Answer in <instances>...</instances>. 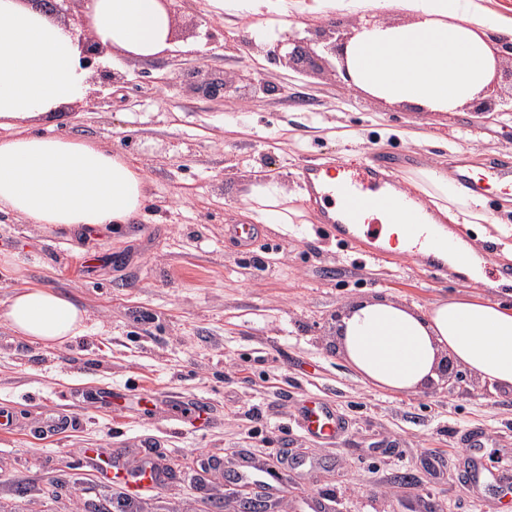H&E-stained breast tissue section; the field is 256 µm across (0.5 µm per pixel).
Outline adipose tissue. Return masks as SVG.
<instances>
[{"instance_id":"adipose-tissue-1","label":"adipose tissue","mask_w":512,"mask_h":512,"mask_svg":"<svg viewBox=\"0 0 512 512\" xmlns=\"http://www.w3.org/2000/svg\"><path fill=\"white\" fill-rule=\"evenodd\" d=\"M219 14L284 24L298 13L339 6L361 25L344 50L355 86L429 112H452L484 96L496 67L495 20L460 0H208ZM377 10L410 16L406 25L371 21ZM85 11L103 61L122 51L141 58L170 48L171 7L161 0H87ZM87 45L56 16L27 0H0V212L29 224L83 229L129 223L141 210L142 170L121 154L57 133L66 107L84 102L91 73ZM429 223L490 224L503 239L512 225L489 213L482 198L462 194L446 174L413 171ZM248 217L282 227L300 211L272 179L253 186ZM24 337L55 346L87 331L86 312L47 287L15 292L0 312ZM338 343L374 386L411 393L436 379L450 356L480 379L512 387V309L457 296L418 310L387 299L357 301L342 316Z\"/></svg>"}]
</instances>
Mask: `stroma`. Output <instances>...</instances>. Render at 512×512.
I'll use <instances>...</instances> for the list:
<instances>
[{
    "label": "stroma",
    "instance_id": "35a3bbf8",
    "mask_svg": "<svg viewBox=\"0 0 512 512\" xmlns=\"http://www.w3.org/2000/svg\"><path fill=\"white\" fill-rule=\"evenodd\" d=\"M171 49L144 59L113 52L94 101L66 109L61 133L121 152L140 166L147 198L129 223L82 233L0 213V303L24 286L70 296L87 313L84 336L56 347L20 338L0 320V406L16 427L0 432V512H237L243 487L275 469L270 512H504L491 487L464 485L463 437L479 427L496 469L512 450V388L457 367V386L435 380L415 394L381 390L346 361L336 326L353 303L385 297L421 309L455 295L512 304V281L492 225L449 232L489 249L477 277H434L413 261L379 262L323 235L305 199L306 166L346 170L401 157L391 171L455 173L512 160V31L504 32L488 112L464 105L427 112L342 84L328 68L274 55L282 32L253 41L208 0H173ZM271 86L256 93L257 83ZM225 90L214 93L213 88ZM274 179L305 213L281 232L260 225L243 247L253 184ZM318 400L340 411L332 442L296 423ZM205 403L192 424L174 408ZM68 428H41L48 408ZM85 448H121L132 474L160 463V487L127 496ZM443 464L429 474L426 461Z\"/></svg>",
    "mask_w": 512,
    "mask_h": 512
}]
</instances>
